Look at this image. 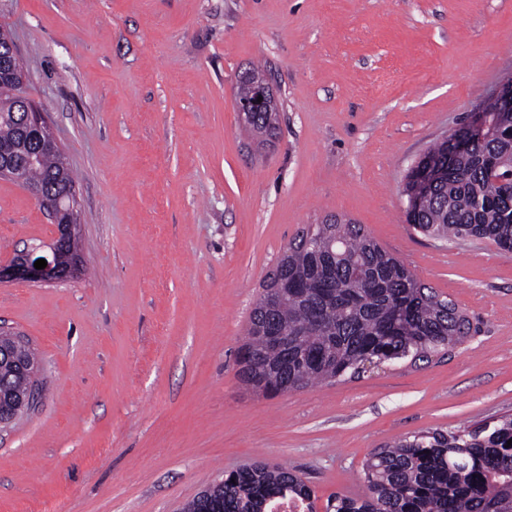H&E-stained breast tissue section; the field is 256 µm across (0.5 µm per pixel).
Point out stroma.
<instances>
[{
    "mask_svg": "<svg viewBox=\"0 0 512 512\" xmlns=\"http://www.w3.org/2000/svg\"><path fill=\"white\" fill-rule=\"evenodd\" d=\"M76 175L83 268L0 283L34 411L0 432V512H181L225 471H295L318 512L377 448L512 414V254L416 232L409 169L512 75V0H0ZM279 104L248 136L237 80ZM339 215L472 320L461 345L299 391L238 375L255 302L302 230ZM57 233L0 179V265ZM242 76L247 80L249 92L246 95H239L238 91L237 111L240 119L244 122L255 113L263 112L267 117L268 125L272 128L277 103L270 78L257 70H247ZM258 96H262L261 102H257Z\"/></svg>",
    "mask_w": 512,
    "mask_h": 512,
    "instance_id": "stroma-1",
    "label": "stroma"
}]
</instances>
